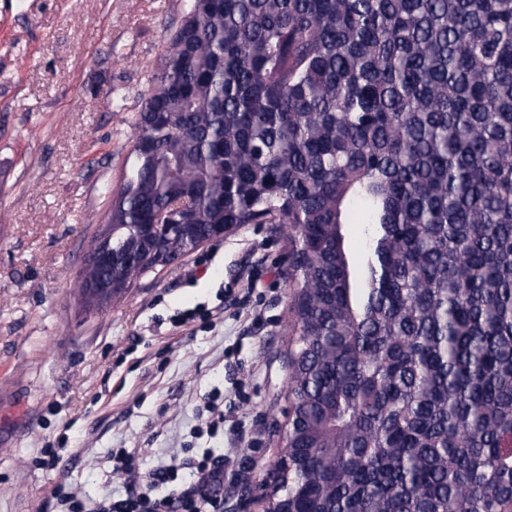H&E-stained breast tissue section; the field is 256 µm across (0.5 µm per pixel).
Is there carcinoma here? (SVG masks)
<instances>
[{
	"label": "carcinoma",
	"instance_id": "cac0c4a2",
	"mask_svg": "<svg viewBox=\"0 0 512 512\" xmlns=\"http://www.w3.org/2000/svg\"><path fill=\"white\" fill-rule=\"evenodd\" d=\"M161 60L82 283L297 225L267 512H512V0H188Z\"/></svg>",
	"mask_w": 512,
	"mask_h": 512
}]
</instances>
